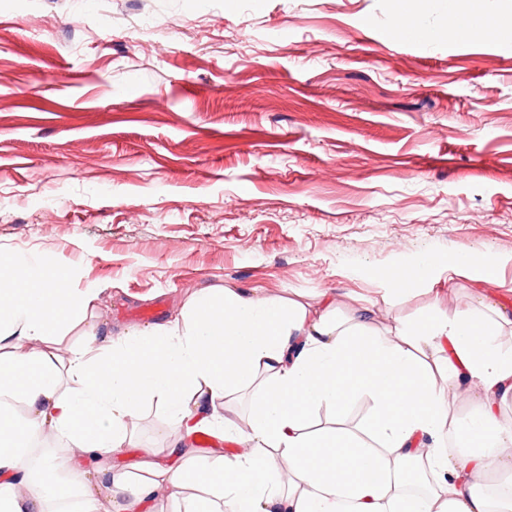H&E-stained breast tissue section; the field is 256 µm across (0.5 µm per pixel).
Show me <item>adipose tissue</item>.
<instances>
[{
  "label": "adipose tissue",
  "instance_id": "adipose-tissue-1",
  "mask_svg": "<svg viewBox=\"0 0 512 512\" xmlns=\"http://www.w3.org/2000/svg\"><path fill=\"white\" fill-rule=\"evenodd\" d=\"M483 0H448L454 46L492 33ZM69 269L23 254L0 255V512H49L74 497L82 512H145L150 495L198 488L183 512H512V347L500 338L512 316L491 298L446 315L374 330L360 303L336 314L276 296L204 288L175 321L107 342L88 334L60 360L58 338L82 321ZM251 398L247 429L219 413ZM373 411L345 425L352 398ZM466 397L467 414L448 399ZM178 427L167 444L178 467L142 463L146 478L105 460L132 447L145 400ZM332 408L320 431L309 416ZM234 449L199 461V432ZM100 460L91 482L74 479L45 437Z\"/></svg>",
  "mask_w": 512,
  "mask_h": 512
}]
</instances>
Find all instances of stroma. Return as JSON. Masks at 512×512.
I'll return each instance as SVG.
<instances>
[{"instance_id": "1", "label": "stroma", "mask_w": 512, "mask_h": 512, "mask_svg": "<svg viewBox=\"0 0 512 512\" xmlns=\"http://www.w3.org/2000/svg\"><path fill=\"white\" fill-rule=\"evenodd\" d=\"M394 21V0H0V253L92 290L67 342L214 285L361 296L382 332L512 301V50L421 48ZM459 249L489 272L458 274ZM423 256L439 268L384 301ZM172 433L145 402L110 466Z\"/></svg>"}]
</instances>
